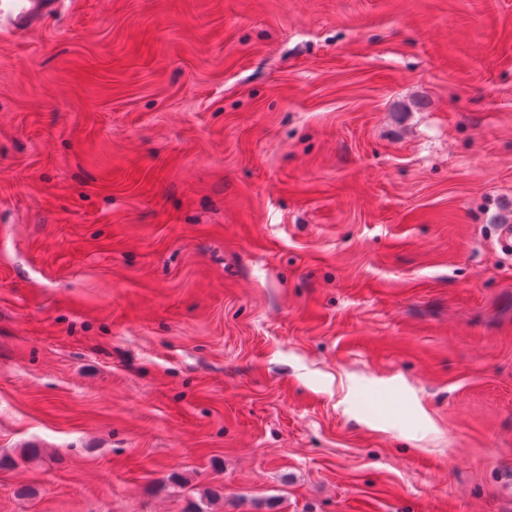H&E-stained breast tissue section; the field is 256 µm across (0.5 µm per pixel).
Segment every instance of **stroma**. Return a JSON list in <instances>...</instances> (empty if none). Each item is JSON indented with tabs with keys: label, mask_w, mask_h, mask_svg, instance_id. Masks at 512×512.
<instances>
[{
	"label": "stroma",
	"mask_w": 512,
	"mask_h": 512,
	"mask_svg": "<svg viewBox=\"0 0 512 512\" xmlns=\"http://www.w3.org/2000/svg\"><path fill=\"white\" fill-rule=\"evenodd\" d=\"M507 224L512 0H68L0 39V512H512Z\"/></svg>",
	"instance_id": "35a3bbf8"
}]
</instances>
